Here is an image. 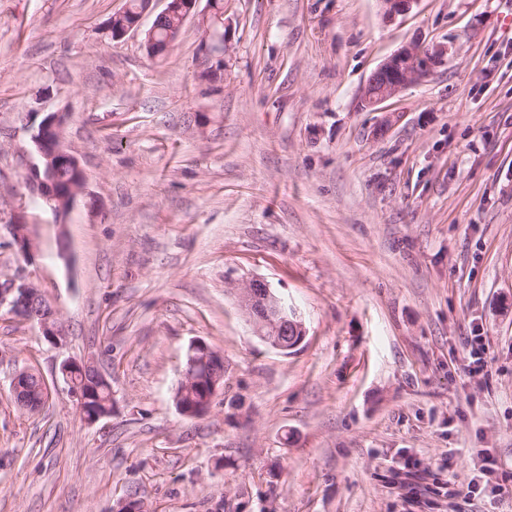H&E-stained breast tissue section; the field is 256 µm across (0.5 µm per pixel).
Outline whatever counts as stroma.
Segmentation results:
<instances>
[{
    "instance_id": "obj_1",
    "label": "stroma",
    "mask_w": 512,
    "mask_h": 512,
    "mask_svg": "<svg viewBox=\"0 0 512 512\" xmlns=\"http://www.w3.org/2000/svg\"><path fill=\"white\" fill-rule=\"evenodd\" d=\"M126 2L0 0V276L66 330L0 313V512H512V0H224L214 80L197 21L159 59L112 39ZM413 43L448 53L360 109ZM52 112L86 174L62 224L26 179ZM255 277L306 326L291 353L240 307ZM195 340L224 387L191 419ZM67 358L107 376L111 416L84 421ZM25 367L51 383L36 413ZM5 227L19 248V253L24 257L27 262L35 260V246L29 236L28 224L21 217H13L10 219ZM0 308L23 317L38 326L40 336L48 343L62 345L66 333L58 310L48 303L35 284L22 276L0 279ZM187 365L182 373L181 382L175 392V404L179 413L188 418H200L205 416L211 407L214 398L219 394L223 385L224 374L218 367L210 374L209 388L211 394L203 399L194 398L195 389L201 381L197 369L201 365L218 366L224 364V357L202 341H193L187 350ZM189 397L192 402H186ZM199 402V403H198ZM30 374H32V372L27 370L19 371L12 380L11 393L14 400L19 406L29 410H35L39 408L42 404H44V402L48 398L49 390L47 386V389L44 390L38 397V401L31 400L27 396V393L29 391V384L27 378ZM30 378L31 387L33 388V391L35 392L36 390H39L40 392L42 387V378L37 376L36 374H32Z\"/></svg>"
}]
</instances>
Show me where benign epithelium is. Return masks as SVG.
<instances>
[{"label":"benign epithelium","instance_id":"benign-epithelium-1","mask_svg":"<svg viewBox=\"0 0 512 512\" xmlns=\"http://www.w3.org/2000/svg\"><path fill=\"white\" fill-rule=\"evenodd\" d=\"M180 4L183 20L197 19L205 32L209 28L211 9H199L200 0H175ZM384 15L392 18L406 13L418 0H380ZM179 35V31L169 33L162 44L148 32L143 41L148 56L157 57L169 50ZM447 54V48L436 46L432 49L409 45L389 56L369 77L363 87L359 100L365 109H375L385 100L395 96L406 86L415 83L440 64ZM62 118L57 113L46 115L37 125L31 126L30 139L34 146L35 161L29 165L28 181L36 194L48 205L59 219H64L70 209L84 194L85 175L79 160L71 152L64 149L55 134L59 132ZM69 160L80 174L77 184L71 186L66 195L57 192L54 182L48 177L49 172L59 159ZM6 228L19 248V253L28 262L35 260V246L29 236L28 224L16 216L8 221ZM240 305L253 325L255 334L271 348L288 353L296 349L306 337L304 323L297 312L290 308L278 296L271 286L263 279L253 278L240 289ZM0 308L7 309L10 314L23 317L38 326L40 336L48 343L58 346L62 344L66 333L59 318L58 310L48 303L35 284L22 276H5L0 279ZM187 365L182 373L181 382L175 392V404L179 413L188 418L205 416L214 398L223 385L224 374L217 366L224 363V357L202 341H193L187 350ZM214 366L210 374L209 388L211 393L203 398L194 397L195 389L200 382L197 369L204 365ZM59 374L68 386L69 392L76 400V405L84 419L89 423L112 414V404L105 410H93L88 405L90 391L88 388L105 380L99 369L90 362L66 359L59 366ZM30 372H18L11 383V393L16 403L26 409L39 408L49 395L44 390L36 400L27 396Z\"/></svg>","mask_w":512,"mask_h":512}]
</instances>
